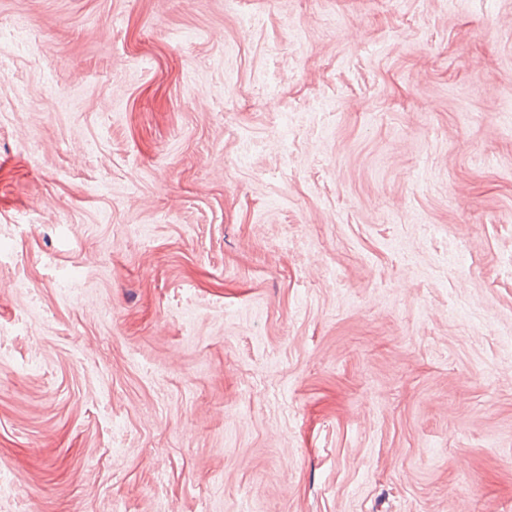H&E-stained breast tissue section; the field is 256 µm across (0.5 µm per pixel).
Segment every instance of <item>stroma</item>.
<instances>
[{"mask_svg": "<svg viewBox=\"0 0 512 512\" xmlns=\"http://www.w3.org/2000/svg\"><path fill=\"white\" fill-rule=\"evenodd\" d=\"M0 30V512H512V0Z\"/></svg>", "mask_w": 512, "mask_h": 512, "instance_id": "1", "label": "stroma"}]
</instances>
